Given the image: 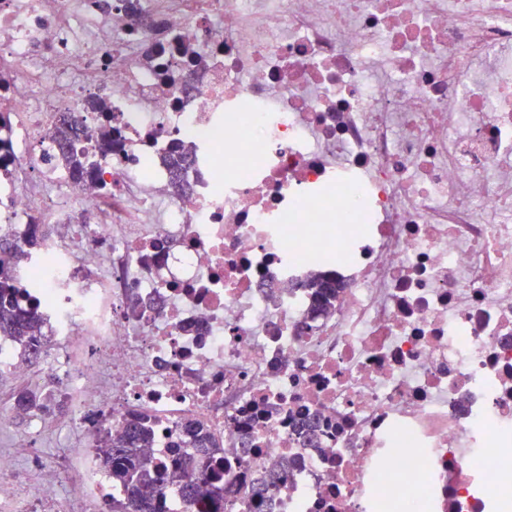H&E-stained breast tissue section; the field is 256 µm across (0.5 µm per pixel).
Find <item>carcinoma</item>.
I'll return each instance as SVG.
<instances>
[{
    "mask_svg": "<svg viewBox=\"0 0 512 512\" xmlns=\"http://www.w3.org/2000/svg\"><path fill=\"white\" fill-rule=\"evenodd\" d=\"M58 145L57 161L71 174L87 178L93 174L89 148L78 130L62 122L52 136ZM40 225H30L25 246L17 247L8 258H0V340L9 339L21 344L19 357L28 365L35 364L47 355L50 347L46 323L38 310V304L20 303L16 287V267L29 256L31 249L40 245ZM318 307L326 310L341 289L337 282L314 280ZM17 408L33 414L63 412L65 398H56L54 392L40 388H20L13 394ZM183 439L173 447L170 460L163 466L154 467L140 455V449L150 443L152 425L144 417H135L125 424L117 435L97 434L96 447L100 448L99 466L112 479V486L123 491V497L112 501V512H169L171 489H177L183 512H191L199 498L208 499L215 512L224 510V488L212 485L207 478L208 464L219 444L199 424H189L182 429ZM197 449L193 457H185L180 449Z\"/></svg>",
    "mask_w": 512,
    "mask_h": 512,
    "instance_id": "carcinoma-1",
    "label": "carcinoma"
}]
</instances>
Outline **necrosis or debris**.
I'll list each match as a JSON object with an SVG mask.
<instances>
[{
    "label": "necrosis or debris",
    "instance_id": "4bbe7bcc",
    "mask_svg": "<svg viewBox=\"0 0 512 512\" xmlns=\"http://www.w3.org/2000/svg\"><path fill=\"white\" fill-rule=\"evenodd\" d=\"M108 3L0 0V236L96 217L17 270L86 437L59 455L79 473L69 512H112L95 435L133 416L160 465L183 423L210 432L226 512H255L283 461L277 512H496L512 0ZM66 112L112 133L90 178L55 160ZM176 141L179 193L161 163ZM316 277L341 285L324 312Z\"/></svg>",
    "mask_w": 512,
    "mask_h": 512
}]
</instances>
